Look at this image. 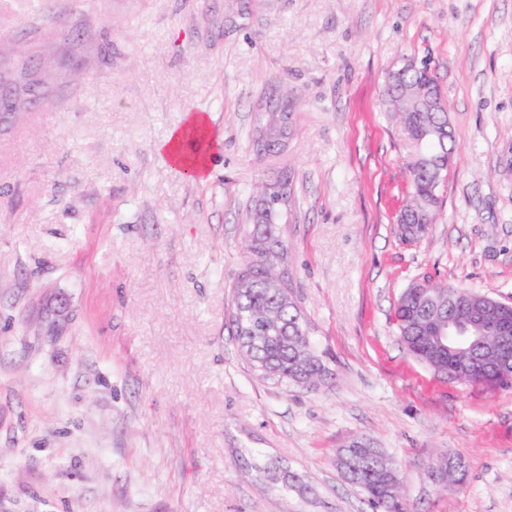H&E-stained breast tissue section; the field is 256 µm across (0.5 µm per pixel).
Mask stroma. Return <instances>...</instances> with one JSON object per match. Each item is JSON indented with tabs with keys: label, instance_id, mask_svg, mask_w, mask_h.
Returning a JSON list of instances; mask_svg holds the SVG:
<instances>
[{
	"label": "stroma",
	"instance_id": "35a3bbf8",
	"mask_svg": "<svg viewBox=\"0 0 512 512\" xmlns=\"http://www.w3.org/2000/svg\"><path fill=\"white\" fill-rule=\"evenodd\" d=\"M410 57L455 153L408 242L413 145L379 99ZM269 100L292 133L264 152ZM189 112L198 182L157 151ZM510 156L512 0H0V512H369L336 466L360 437L409 506L512 512V387L441 379L393 321L415 281L512 303ZM285 179L335 375L311 389L257 379L225 325L254 188ZM451 455L466 482L434 490Z\"/></svg>",
	"mask_w": 512,
	"mask_h": 512
}]
</instances>
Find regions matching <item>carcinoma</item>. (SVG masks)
Here are the masks:
<instances>
[{"instance_id":"carcinoma-1","label":"carcinoma","mask_w":512,"mask_h":512,"mask_svg":"<svg viewBox=\"0 0 512 512\" xmlns=\"http://www.w3.org/2000/svg\"><path fill=\"white\" fill-rule=\"evenodd\" d=\"M436 84L434 75L422 70H406L392 78L384 92L382 105L397 107L401 94L418 84ZM405 122L408 137L421 140L427 163L409 170L410 201L400 210L396 222L406 230L411 224H431L437 202L433 199L434 182L439 169L432 161L452 149L448 140V113L422 107H411L398 113ZM289 190L281 185V191ZM281 191H269L267 205L251 214V237L261 241L280 242L278 221L282 217ZM288 263L286 248L267 260L258 255L247 258L235 287L230 308V322L242 354L254 372L273 379L285 387L316 386L332 376L329 354L320 351L309 337L306 323L299 317L301 309L294 295L292 280L282 272ZM431 301L419 302L403 291L395 307L398 340L426 366H448V352L428 349L420 326L431 317L446 314L464 320L474 308L475 292L464 287L431 286ZM338 465L345 478L366 495L370 512H411L406 499H395L389 492V471L395 466L370 443L357 440L343 449Z\"/></svg>"}]
</instances>
